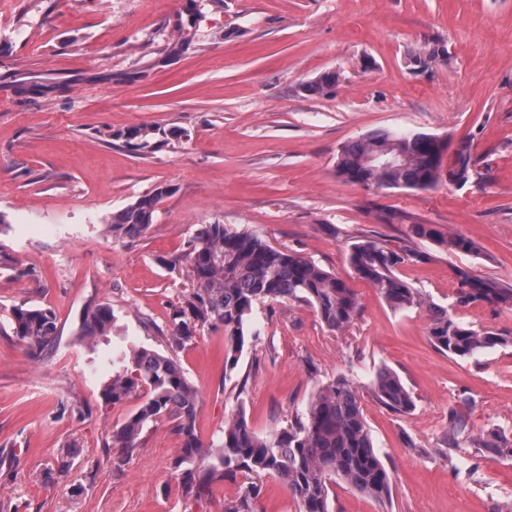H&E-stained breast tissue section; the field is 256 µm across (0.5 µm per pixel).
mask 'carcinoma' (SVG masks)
<instances>
[{
    "label": "carcinoma",
    "instance_id": "cac0c4a2",
    "mask_svg": "<svg viewBox=\"0 0 512 512\" xmlns=\"http://www.w3.org/2000/svg\"><path fill=\"white\" fill-rule=\"evenodd\" d=\"M335 85L336 73L327 71L307 83L304 90L311 95H325ZM154 135L155 129L144 126L121 133L128 144L144 152L153 147ZM394 141L403 150L400 163L380 169L367 162L376 150ZM434 154L431 134L396 135L377 130L342 147L337 172L347 181L366 187L427 190L441 177L442 164L433 162ZM170 192L169 187L160 185L113 213L110 231L131 240L145 236L158 203ZM409 237L429 239L452 252H475L472 241L461 236L447 237L431 224L410 225ZM408 256L415 258L417 254L363 240L351 246L348 263L353 275L376 288L392 309L426 308L428 335L438 350L465 359L497 346L512 345V336L491 328L475 329L447 309L427 302L419 289L396 275V266ZM180 262L190 267L196 288L174 310L170 344L184 346L199 326L221 328L227 345L226 369L237 366L247 339L249 315L258 301L303 302L315 310L328 329L336 332L344 330L359 311L358 296L345 279L295 251L272 247L246 230L202 224L185 253L169 264ZM456 276L458 305L485 302L512 306V288L475 279L462 270ZM114 320L109 305H88L80 315L76 336L104 338ZM9 326L13 335L37 356L48 353L59 336L55 312L26 302L12 307ZM112 364L116 369L101 392L105 404L114 406L131 394L144 391L138 408L112 427L107 447L117 450L112 459L116 469L140 448L146 428L170 422L183 438L181 454L173 467L179 471L186 493L200 497L215 482L239 474L248 479L241 494L224 504V512H254L253 501L260 495L261 481L267 476L278 478L288 487L298 512H330V483L338 479L382 505L392 501L391 472L374 445L358 387L345 377L322 385L301 416L268 436L257 435L239 407L224 421L220 441L206 443L196 431L198 391L174 357L133 347L113 357ZM371 386L378 401L392 412L401 414L413 409V397L396 373L379 370ZM465 431L462 416L451 412L448 448H454ZM474 443L497 457L512 458V439L505 434L492 431L476 437Z\"/></svg>",
    "mask_w": 512,
    "mask_h": 512
}]
</instances>
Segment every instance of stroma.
<instances>
[{"label": "stroma", "mask_w": 512, "mask_h": 512, "mask_svg": "<svg viewBox=\"0 0 512 512\" xmlns=\"http://www.w3.org/2000/svg\"><path fill=\"white\" fill-rule=\"evenodd\" d=\"M436 47L425 68L412 52ZM329 94L305 82L326 71ZM156 128L153 151L121 131ZM374 130L446 139V167L466 149L469 177L428 190L343 180V145ZM160 185L171 192L132 241L113 212ZM0 512H224L243 479L186 496L172 468L181 437L147 430L121 468L106 443L142 402L105 405L113 352L172 355L200 398L203 440L243 408L265 436L303 413L339 376L359 389L376 448L394 474L381 506L344 481L331 512H512V460L469 439L448 446L450 412L468 431L512 436V346L461 359L435 348L425 309L393 310L375 288L343 331L310 306L256 304L255 338L225 373L220 329L169 343L175 307L195 283L170 267L202 224L253 231L347 275L353 243L412 250L397 275L463 322L512 334V309L456 305L457 270L512 287V0H0ZM413 224L465 237L476 253L409 238ZM55 311L52 352L12 335V306ZM115 314L108 342L78 340L85 306ZM396 372L414 408L396 414L372 394ZM77 441L71 471L56 461Z\"/></svg>", "instance_id": "1"}]
</instances>
